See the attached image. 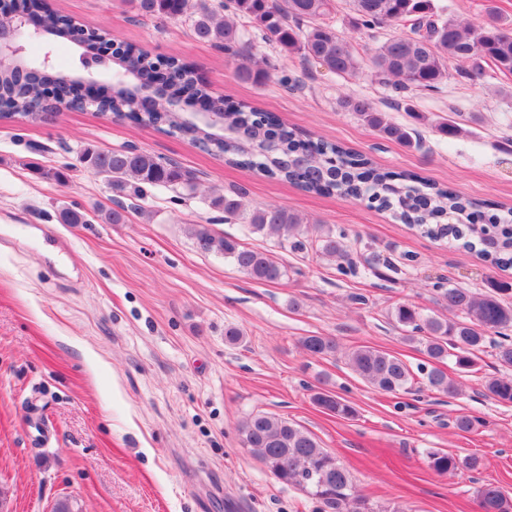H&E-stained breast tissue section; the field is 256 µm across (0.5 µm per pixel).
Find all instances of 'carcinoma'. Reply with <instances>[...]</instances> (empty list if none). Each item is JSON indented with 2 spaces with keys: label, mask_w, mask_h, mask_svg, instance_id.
I'll list each match as a JSON object with an SVG mask.
<instances>
[{
  "label": "carcinoma",
  "mask_w": 512,
  "mask_h": 512,
  "mask_svg": "<svg viewBox=\"0 0 512 512\" xmlns=\"http://www.w3.org/2000/svg\"><path fill=\"white\" fill-rule=\"evenodd\" d=\"M39 11L47 38L68 36L70 20L51 9L44 0H29ZM137 14L167 20L190 16L196 38L224 50L241 60L238 79L261 85L271 77L263 57H257L249 44L247 29L239 19L249 20L263 37L280 51L314 61L338 75L355 78L361 70L358 54L351 40L341 36L331 24L334 0H229L211 6L207 0H128ZM356 24L374 29L387 23H407V31L385 38L370 58L372 79L390 86L394 92L432 91L448 79L447 61L462 67L461 73L477 81L484 76V66L491 65L512 74V22L493 8L486 10L478 24L462 23L448 16L435 0H349ZM194 13H189V10ZM123 46L118 65L131 71V80L118 83L112 93L95 105V110L117 119L140 124L166 126L208 152L241 168H256L314 193L337 190L346 197L367 198L381 208L392 205V196L400 195L401 217L433 238L447 234L443 221L452 215L462 225L481 220L499 228V247L488 256L497 266L512 265V236L501 227L498 215L479 212L476 202L450 189L430 186L428 190L401 191L394 181H412L410 174L394 175L373 166L370 160L337 145L299 140L276 115L217 97L198 76L194 67L177 56L163 61L168 79H158L157 62L142 47L120 42ZM54 100L64 101L73 110L85 106L75 99L74 78L58 76ZM52 100V101H54ZM52 101L40 85L14 73L0 75V107L8 113L42 121L52 114ZM203 104L224 111V122L238 137L233 144L214 136L209 130L185 120L172 102ZM342 104L356 113L368 127L385 139L410 145L412 133L389 120L369 100L346 97ZM80 163L93 175L104 179L116 196L142 200L150 187L185 188L195 191L196 178L180 165L162 161L136 149L101 151L86 147ZM211 208L224 212V221H239L260 235L281 241L292 240V247H305L304 240L315 244L316 254L328 260H350L347 246L321 225H310L304 218L280 205L250 206L241 192L210 197ZM195 243L203 252L224 256L251 280L276 283L286 269L269 251L241 245L233 238L216 236L205 224L192 227ZM491 291L474 294L466 288L440 289L439 299L448 310L459 314L456 320L425 317L414 306L402 304L392 317L406 332L408 342L423 344L429 359L438 363L451 358L460 370L475 366L473 356L493 335L496 357L504 373L485 381V390L498 402L512 404V306L501 296L512 293V285L490 283ZM312 357L336 353V341L329 336L310 335L300 340ZM351 368L370 386L397 393L410 389L414 380L411 367L398 355L372 347H360L347 354ZM426 387L448 396L459 388L454 379L435 367L422 370ZM314 403L338 417L349 418L355 409L329 392H317ZM241 441L254 456L286 486L302 488L317 503V512H384L358 494L350 473L336 458L321 447L307 430L270 413L248 416L240 426ZM430 468L438 475L473 471L474 457H459L446 452H427ZM479 512H512V500L499 489L481 486L476 490Z\"/></svg>",
  "instance_id": "carcinoma-1"
}]
</instances>
